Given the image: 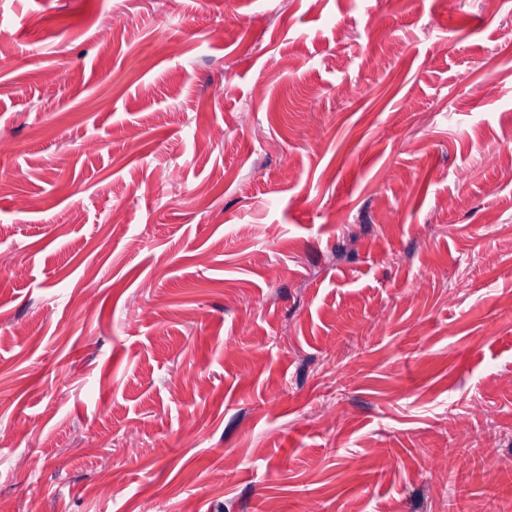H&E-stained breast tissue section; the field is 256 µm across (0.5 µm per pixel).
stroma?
I'll return each mask as SVG.
<instances>
[{"instance_id":"1","label":"stroma","mask_w":512,"mask_h":512,"mask_svg":"<svg viewBox=\"0 0 512 512\" xmlns=\"http://www.w3.org/2000/svg\"><path fill=\"white\" fill-rule=\"evenodd\" d=\"M1 42L5 512H512V0H0Z\"/></svg>"}]
</instances>
